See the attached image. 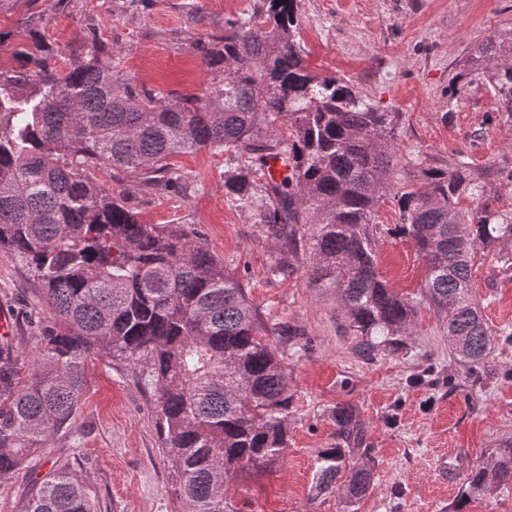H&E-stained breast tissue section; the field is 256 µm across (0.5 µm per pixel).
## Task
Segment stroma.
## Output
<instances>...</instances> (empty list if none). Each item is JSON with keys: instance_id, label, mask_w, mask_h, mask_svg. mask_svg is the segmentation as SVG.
<instances>
[{"instance_id": "35a3bbf8", "label": "stroma", "mask_w": 512, "mask_h": 512, "mask_svg": "<svg viewBox=\"0 0 512 512\" xmlns=\"http://www.w3.org/2000/svg\"><path fill=\"white\" fill-rule=\"evenodd\" d=\"M249 0H37L41 31L65 70L71 47L96 36L114 61L147 88L196 94L210 79L193 45L238 18ZM300 38L310 69L350 81L379 110L399 115L395 184L423 187L422 171L456 158L482 171L493 207L512 211V118L488 84L459 76L463 59L493 32L512 27V0H297ZM27 11L0 0V62L16 65ZM188 188L147 194L131 179L112 178L146 224H188L243 282L267 327L285 323L294 335L277 344L288 369V446L273 466L238 474L227 485L237 512H345L342 493L316 494L318 456L335 447L337 405L354 406L375 461L374 484L357 512H453L461 481H443L436 465L458 453L470 466L512 440V344L494 340L493 375L472 383L448 356V336L422 298L426 272L412 242L392 234V199L378 206L386 232L378 268L391 288L416 303L404 348L360 358L329 288L307 281L308 248L274 271L283 241L257 212L227 204L224 173L236 157L203 149L173 157ZM473 289L492 329L512 327V270L498 255L478 256ZM18 321L12 338L23 358L34 353L36 321H50L36 276L0 251V303ZM87 387L68 429L50 451L70 465L98 512H188L167 464L155 387L139 363L105 354L85 363ZM42 465L0 479V512H21L45 474Z\"/></svg>"}]
</instances>
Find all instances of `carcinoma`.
<instances>
[{
    "label": "carcinoma",
    "instance_id": "obj_1",
    "mask_svg": "<svg viewBox=\"0 0 512 512\" xmlns=\"http://www.w3.org/2000/svg\"><path fill=\"white\" fill-rule=\"evenodd\" d=\"M297 0H255L196 49L213 75L200 93L165 94L112 67L95 37L72 50L70 67L30 17L19 64L0 69V250L28 261L54 324L41 327L23 362L0 345V478L38 459L48 477L22 512H97L67 464L47 456L86 387L87 356L142 363L157 391L168 462L189 512H236L226 478L275 462L288 445V377L246 288L186 224H144L106 179H133L148 193L182 187L170 158L200 149L235 152L224 174L229 201L259 207V223L298 248L311 225L312 288H330L358 354L402 344L415 302L379 275L378 204L392 198L396 229L426 267L423 298L442 318L449 355L483 380L493 330L472 291L478 254L512 242V211L482 199L484 180L458 158L422 170L425 189L392 183L396 115L381 112L349 81L320 77L300 45ZM487 81L512 117V28L474 48L461 64ZM288 136L274 134L276 125ZM281 157L275 179L267 160ZM272 336H293L288 325ZM339 447L319 457L316 489L344 488L347 503L373 486L359 457L365 426L336 406ZM512 489V440L472 469L456 512L476 497Z\"/></svg>",
    "mask_w": 512,
    "mask_h": 512
}]
</instances>
